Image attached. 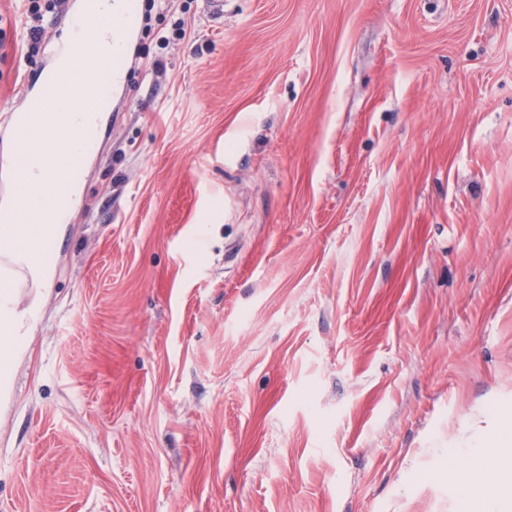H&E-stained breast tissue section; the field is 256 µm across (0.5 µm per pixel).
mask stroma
<instances>
[{"label": "stroma", "mask_w": 512, "mask_h": 512, "mask_svg": "<svg viewBox=\"0 0 512 512\" xmlns=\"http://www.w3.org/2000/svg\"><path fill=\"white\" fill-rule=\"evenodd\" d=\"M133 49L0 334V512H459L512 412V0H175Z\"/></svg>", "instance_id": "stroma-1"}]
</instances>
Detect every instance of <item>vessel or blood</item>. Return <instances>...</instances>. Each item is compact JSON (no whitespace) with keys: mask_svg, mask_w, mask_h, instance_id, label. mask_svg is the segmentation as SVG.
<instances>
[{"mask_svg":"<svg viewBox=\"0 0 512 512\" xmlns=\"http://www.w3.org/2000/svg\"><path fill=\"white\" fill-rule=\"evenodd\" d=\"M135 0H112L111 12L96 15L101 38L107 51L90 43L87 33L86 15L78 13L68 19L72 31V49L83 60L79 71V83L85 91L94 93L99 101H107L111 92L121 86L126 78L125 60L129 38L136 27ZM102 43V44H103ZM24 104L0 114V121L10 125L14 140L10 147V169L12 182L9 202L0 208L1 224H17L24 220L33 204L56 213H65L73 206L69 173L82 167V156L96 148V130L86 114L70 117L67 125L51 126L45 123L41 97L23 93ZM46 137L51 140L68 141L78 138L81 152L67 158L68 175H60L53 163H46L47 176L34 180L28 171V158L32 139ZM53 226H45L35 239L20 240L9 249L0 250V287L15 288L22 280H33L52 263L54 250L51 239Z\"/></svg>","mask_w":512,"mask_h":512,"instance_id":"b4317fda","label":"vessel or blood"}]
</instances>
